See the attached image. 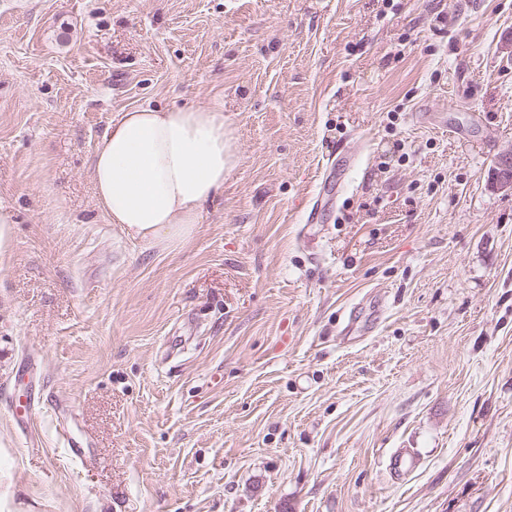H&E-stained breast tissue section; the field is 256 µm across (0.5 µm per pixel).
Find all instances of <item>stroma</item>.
<instances>
[{
  "label": "stroma",
  "instance_id": "1",
  "mask_svg": "<svg viewBox=\"0 0 512 512\" xmlns=\"http://www.w3.org/2000/svg\"><path fill=\"white\" fill-rule=\"evenodd\" d=\"M216 102L126 238L107 125ZM511 147L512 0H0V512H512ZM227 127L218 104L122 112L107 126L91 170L110 223L147 246L185 242L239 162Z\"/></svg>",
  "mask_w": 512,
  "mask_h": 512
}]
</instances>
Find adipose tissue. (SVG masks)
<instances>
[{
    "instance_id": "ef3b65f1",
    "label": "adipose tissue",
    "mask_w": 512,
    "mask_h": 512,
    "mask_svg": "<svg viewBox=\"0 0 512 512\" xmlns=\"http://www.w3.org/2000/svg\"><path fill=\"white\" fill-rule=\"evenodd\" d=\"M238 162L221 105H142L107 126L94 154L97 204L127 238L174 248Z\"/></svg>"
}]
</instances>
